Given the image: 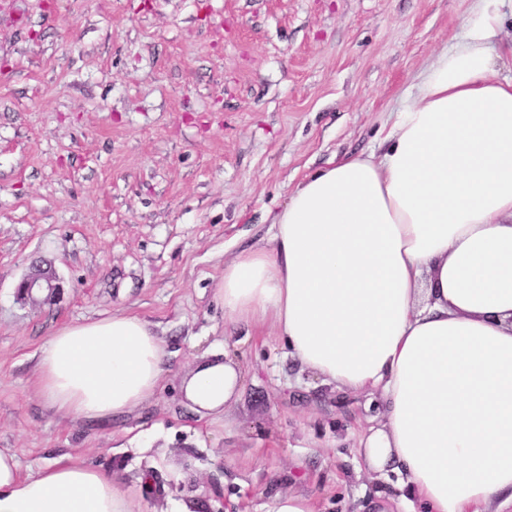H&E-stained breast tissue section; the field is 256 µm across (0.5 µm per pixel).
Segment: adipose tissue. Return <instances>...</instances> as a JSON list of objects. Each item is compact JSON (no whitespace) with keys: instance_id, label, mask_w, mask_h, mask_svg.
<instances>
[{"instance_id":"1","label":"adipose tissue","mask_w":512,"mask_h":512,"mask_svg":"<svg viewBox=\"0 0 512 512\" xmlns=\"http://www.w3.org/2000/svg\"><path fill=\"white\" fill-rule=\"evenodd\" d=\"M506 0H471L463 31L405 89L380 151L305 176L267 245L224 267L230 327L271 323L289 355L348 394L377 395L364 465L393 470L422 512H512V77L496 50ZM166 351L149 325L73 322L41 347L49 407L107 420L152 398ZM232 359L182 381L220 411ZM0 512H139L107 469L54 459L22 475L0 451Z\"/></svg>"}]
</instances>
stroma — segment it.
<instances>
[{
	"mask_svg": "<svg viewBox=\"0 0 512 512\" xmlns=\"http://www.w3.org/2000/svg\"><path fill=\"white\" fill-rule=\"evenodd\" d=\"M470 0H0V450L23 472L80 455L139 485L141 512H408L401 477L362 472L365 397L289 356L273 328L224 329L216 285L262 245L305 175L378 148L389 112L461 33ZM63 279L32 304V262ZM146 321L168 372L100 422L49 408L37 357L60 326ZM233 359L223 412L180 382ZM155 469H148V461Z\"/></svg>",
	"mask_w": 512,
	"mask_h": 512,
	"instance_id": "stroma-1",
	"label": "stroma"
}]
</instances>
